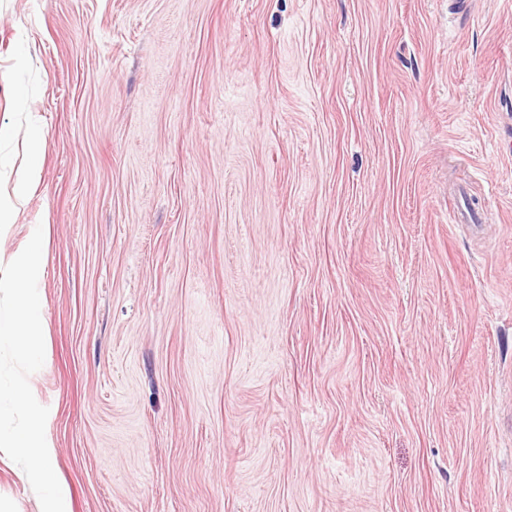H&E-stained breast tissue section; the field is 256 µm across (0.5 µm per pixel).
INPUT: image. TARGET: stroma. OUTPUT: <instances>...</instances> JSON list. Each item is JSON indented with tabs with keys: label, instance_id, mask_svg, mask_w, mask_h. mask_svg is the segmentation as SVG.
Here are the masks:
<instances>
[{
	"label": "stroma",
	"instance_id": "1",
	"mask_svg": "<svg viewBox=\"0 0 512 512\" xmlns=\"http://www.w3.org/2000/svg\"><path fill=\"white\" fill-rule=\"evenodd\" d=\"M1 127L68 512H512V0H0ZM32 144L30 146L31 158L25 166L17 169L13 183L12 193L0 194V233L10 224L11 215L24 204L28 196L37 188L39 165L37 153Z\"/></svg>",
	"mask_w": 512,
	"mask_h": 512
}]
</instances>
